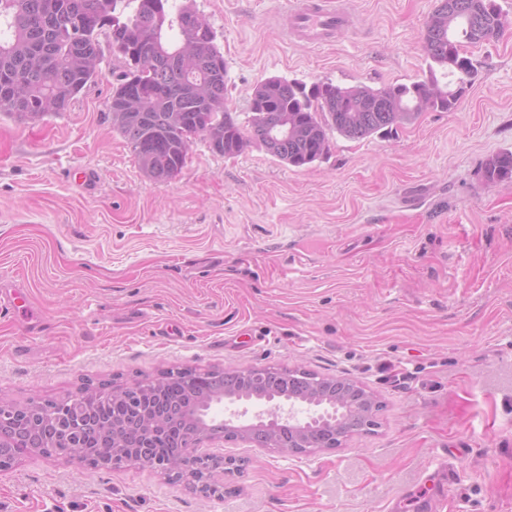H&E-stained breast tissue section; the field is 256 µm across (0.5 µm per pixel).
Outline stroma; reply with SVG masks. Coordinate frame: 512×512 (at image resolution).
<instances>
[{
	"mask_svg": "<svg viewBox=\"0 0 512 512\" xmlns=\"http://www.w3.org/2000/svg\"><path fill=\"white\" fill-rule=\"evenodd\" d=\"M288 2L192 0L224 54L231 111L270 77L425 78L437 0H345L353 26L325 46L284 38ZM495 3L504 31L465 47L478 74L455 111L331 134L303 168L198 139L178 176L147 178L112 127L123 61L105 41L66 111L0 113V286L27 295L0 305L1 395L303 361L385 406L374 432L310 458L225 442L241 470L220 500L148 469L30 456L0 476V512H425L429 466L455 474L436 512H512V181L483 169L512 151V0ZM81 168L94 195L68 176ZM398 370L407 389L389 381Z\"/></svg>",
	"mask_w": 512,
	"mask_h": 512,
	"instance_id": "stroma-1",
	"label": "stroma"
}]
</instances>
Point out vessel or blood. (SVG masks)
I'll use <instances>...</instances> for the list:
<instances>
[{
    "label": "vessel or blood",
    "instance_id": "b4317fda",
    "mask_svg": "<svg viewBox=\"0 0 512 512\" xmlns=\"http://www.w3.org/2000/svg\"><path fill=\"white\" fill-rule=\"evenodd\" d=\"M351 23L340 0H291L284 32L314 45H326Z\"/></svg>",
    "mask_w": 512,
    "mask_h": 512
}]
</instances>
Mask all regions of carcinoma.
<instances>
[{"mask_svg":"<svg viewBox=\"0 0 512 512\" xmlns=\"http://www.w3.org/2000/svg\"><path fill=\"white\" fill-rule=\"evenodd\" d=\"M502 28L497 7L476 20L439 4L423 34L425 79L374 89L271 77L254 87L242 124L226 105V67L216 34L205 18L197 26L189 20L187 4L0 0V112L23 120L65 111L96 76L103 35L125 65L112 101L142 93L137 111L112 115V127L152 180L176 177L198 137L226 158L259 142L278 161L302 168L326 156L333 132L350 140L384 134L415 120L422 103L427 111H454L477 72L461 47L493 39ZM448 77L456 84L453 91L443 82ZM377 99L388 101L393 111H366ZM484 177L489 183L512 180V152L490 156ZM110 388V382L85 384L72 409L56 418L50 444L91 448L97 425L116 418L135 431L144 412L160 410L168 427L144 451L145 458L153 463L188 445L192 431L184 417L198 408L205 383L189 387L183 370H170L163 384L126 407L105 398Z\"/></svg>","mask_w":512,"mask_h":512,"instance_id":"obj_1","label":"carcinoma"}]
</instances>
